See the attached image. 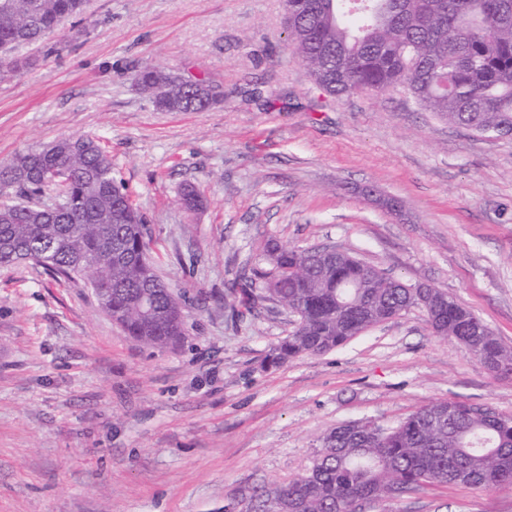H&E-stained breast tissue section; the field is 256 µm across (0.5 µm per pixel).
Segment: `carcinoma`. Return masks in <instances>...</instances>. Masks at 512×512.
<instances>
[{
  "instance_id": "cac0c4a2",
  "label": "carcinoma",
  "mask_w": 512,
  "mask_h": 512,
  "mask_svg": "<svg viewBox=\"0 0 512 512\" xmlns=\"http://www.w3.org/2000/svg\"><path fill=\"white\" fill-rule=\"evenodd\" d=\"M84 0H0V54L36 43ZM288 44L333 96L403 93L421 109L479 137L512 134V0H285ZM137 90L156 109L197 112L222 100L206 78L144 68ZM192 211L203 197L187 185ZM146 218L92 136L66 137L0 165V266L33 262L106 289L102 309L141 344L164 349L184 335L178 295L148 257ZM264 267L240 278L224 303L244 322L269 301L296 317L266 357L271 367L332 351L413 306L418 289L345 251L260 247ZM427 323L465 345L495 378L512 377V350L470 310L448 299ZM512 485V418L453 400L419 407L397 426L333 429L310 465L288 481L232 494L224 512H361V500L425 487Z\"/></svg>"
}]
</instances>
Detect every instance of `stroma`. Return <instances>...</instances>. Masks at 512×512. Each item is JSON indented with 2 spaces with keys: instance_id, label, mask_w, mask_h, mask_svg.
<instances>
[{
  "instance_id": "35a3bbf8",
  "label": "stroma",
  "mask_w": 512,
  "mask_h": 512,
  "mask_svg": "<svg viewBox=\"0 0 512 512\" xmlns=\"http://www.w3.org/2000/svg\"><path fill=\"white\" fill-rule=\"evenodd\" d=\"M283 17V0H85L14 49L29 65L0 80V163L97 134L185 299V334L145 347L86 280L0 266V512H224L229 491L293 478L347 422L390 427L455 399L512 416V378L433 336L422 307L270 370L293 316L225 310L273 237L441 289L512 349V136L448 126L396 91L327 95ZM146 66L208 78L224 102L157 110L132 85ZM364 512H512V487H427Z\"/></svg>"
}]
</instances>
